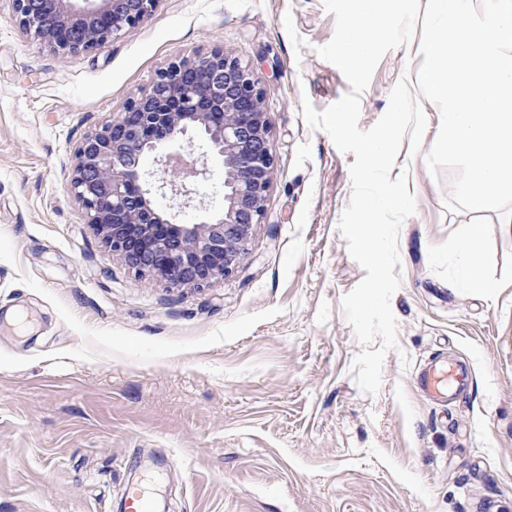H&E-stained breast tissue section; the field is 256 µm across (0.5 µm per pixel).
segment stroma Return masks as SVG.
Returning a JSON list of instances; mask_svg holds the SVG:
<instances>
[{"mask_svg":"<svg viewBox=\"0 0 512 512\" xmlns=\"http://www.w3.org/2000/svg\"><path fill=\"white\" fill-rule=\"evenodd\" d=\"M323 0H158L91 53L60 59L0 0V512H122L131 478L166 512H512V223L448 211L427 128L406 174L415 213L399 232L391 299L398 350L377 395L356 383L362 346L341 302L365 277L339 230L354 154L302 118L350 92L318 50ZM238 51L260 81L276 166L248 254L209 287L139 278L104 249L69 188L86 134L177 57ZM419 39L389 51L361 97L360 129L416 78ZM206 164L198 191L224 206V172L197 133L150 155ZM493 288L461 277L470 225ZM470 367L466 394L431 399L430 362Z\"/></svg>","mask_w":512,"mask_h":512,"instance_id":"stroma-1","label":"stroma"}]
</instances>
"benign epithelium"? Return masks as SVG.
Listing matches in <instances>:
<instances>
[{
    "label": "benign epithelium",
    "instance_id": "benign-epithelium-1",
    "mask_svg": "<svg viewBox=\"0 0 512 512\" xmlns=\"http://www.w3.org/2000/svg\"><path fill=\"white\" fill-rule=\"evenodd\" d=\"M16 22L55 55L97 50L151 15L158 0H12ZM199 132L222 159L224 208L196 200L190 180L210 171L175 161L169 178L139 184L145 153L162 140ZM276 157L263 90L249 66L222 47L185 56L159 70L150 87L76 149L70 190L106 249L137 277L170 288L204 289L233 275L261 223ZM203 212L174 224L155 197Z\"/></svg>",
    "mask_w": 512,
    "mask_h": 512
}]
</instances>
